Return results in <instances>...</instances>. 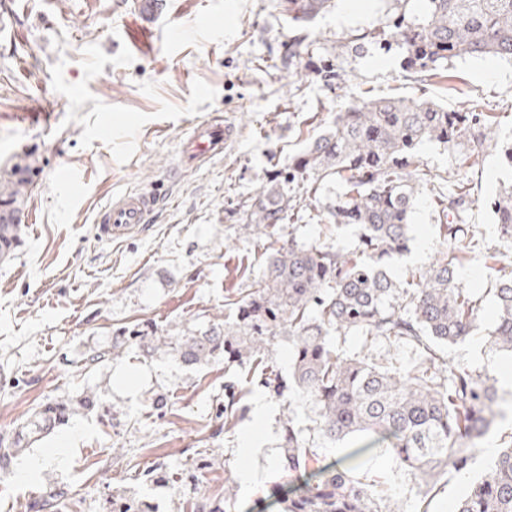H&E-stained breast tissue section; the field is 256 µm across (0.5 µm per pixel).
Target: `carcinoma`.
I'll use <instances>...</instances> for the list:
<instances>
[{"label": "carcinoma", "instance_id": "obj_1", "mask_svg": "<svg viewBox=\"0 0 512 512\" xmlns=\"http://www.w3.org/2000/svg\"><path fill=\"white\" fill-rule=\"evenodd\" d=\"M298 27L334 6V0H282ZM391 37L404 49L411 74L435 76L453 58L487 55L512 60V0H428L424 15L402 12ZM425 143L459 154L460 167L472 168L485 149H497L512 167V137L502 135L491 112H454L426 98L357 100L336 113L331 125L291 163L271 174L252 198L246 228L271 235L294 216V190L318 203L325 185L341 191L326 198L328 223L353 225L359 249L303 247L290 241L272 249L261 278L248 297L225 299L237 323H217L193 336H152L150 348H165L184 364L197 365L224 354L229 362L250 365L249 374L281 391L264 361L280 336L293 342L291 376L317 409L316 437L327 445L355 446L348 464L324 465L316 443L301 434L287 410L280 418V470L289 487L271 492L280 512H402L394 500L363 482L360 457L389 456L419 480L417 512L450 474L470 469L482 456L481 439L497 415L496 376L477 372L444 356L442 347L471 337L483 297L457 277L464 262L482 263L497 306L490 343L512 352V270L506 254L485 248L469 236L466 211L473 203L471 181L433 195L445 219L443 243L433 264L404 281H394L387 262L409 250L413 205L420 187L432 182L419 159ZM501 240L512 247V182L493 202ZM22 241L21 225L0 223V260ZM354 334L361 348L348 353L333 347L332 335ZM144 337L136 328L116 333L109 347L94 349L88 365L114 360L121 346ZM384 342L415 349L410 365H379L371 347ZM242 392L224 394V425L242 412ZM95 398L54 399L34 410L11 434L0 435V468L13 457L65 425L78 409H92ZM235 486L224 479V496L196 505L197 512H231ZM455 512H512V439L492 459L458 502Z\"/></svg>", "mask_w": 512, "mask_h": 512}]
</instances>
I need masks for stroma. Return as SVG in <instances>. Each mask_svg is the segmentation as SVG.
<instances>
[{
	"label": "stroma",
	"mask_w": 512,
	"mask_h": 512,
	"mask_svg": "<svg viewBox=\"0 0 512 512\" xmlns=\"http://www.w3.org/2000/svg\"><path fill=\"white\" fill-rule=\"evenodd\" d=\"M12 21L0 32V177L18 166L28 175L23 205L33 215L15 255L0 262V433L43 403L96 395L93 410L69 422L0 470V512H29L49 489L62 491L56 512H112V499L136 494L156 512H190V503L223 493L243 468L261 472L239 484L234 512H278L270 498L288 479L275 465L279 419L292 406L304 435L315 409L292 384L291 343L278 337L269 363L284 397L255 382L263 420L247 415L224 429V386L244 381L241 366L216 357L183 364L133 340L97 366L90 349L136 324L166 336H191L233 322L225 298H247L264 269L269 243L353 250L355 227L326 224L322 209L296 202L293 221L273 237L243 229L251 199L276 169L321 134L334 114L362 97H425L463 112H494L512 133V62L455 58L423 79L402 69L398 46L364 40L389 30L400 11L421 16L427 0H345L305 29L301 54L279 0H0ZM339 77L324 83L319 68ZM44 120H35V113ZM223 114L234 136L220 157L194 168L178 164L181 139L197 122ZM437 179L469 175L476 201L467 222L482 246L500 245L489 201L512 169L496 150L462 170L435 143L419 150ZM128 192L157 203L145 224L106 242L98 212ZM431 186L414 203L410 251L388 269L405 279L434 262L442 242ZM251 265L250 275L237 271ZM497 308L484 300L477 329L445 347L449 360L495 372L512 353L491 348ZM163 408H156V398ZM258 453L244 451L249 435ZM36 472H29L31 462ZM368 470L402 507L415 512L418 484L387 457Z\"/></svg>",
	"instance_id": "35a3bbf8"
}]
</instances>
